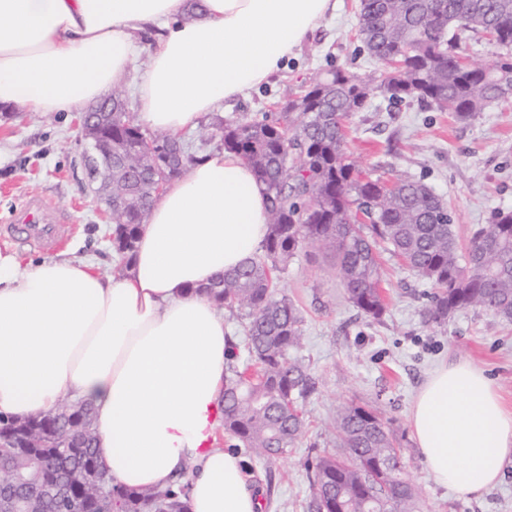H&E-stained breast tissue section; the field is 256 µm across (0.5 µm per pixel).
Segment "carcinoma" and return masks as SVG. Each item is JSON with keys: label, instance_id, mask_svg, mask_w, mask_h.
Here are the masks:
<instances>
[{"label": "carcinoma", "instance_id": "obj_1", "mask_svg": "<svg viewBox=\"0 0 512 512\" xmlns=\"http://www.w3.org/2000/svg\"><path fill=\"white\" fill-rule=\"evenodd\" d=\"M356 38L382 68L329 70L298 88L288 108L261 120H226L216 135L240 154L265 185L269 232L262 253L199 288L219 306L243 312L246 362L230 364L224 386V431L272 464L294 447L307 422L303 401L315 381L291 355L303 337V314L279 293V275L304 247L333 253L345 300L379 320L387 309L381 250L403 261L433 288L422 315L442 326L472 308L512 322V210H500L462 246L446 202L426 184L399 176L391 184L364 175L347 149L345 119L380 96L417 101L460 120L506 101L512 88V0H359ZM482 33L501 53L486 67L463 45ZM178 143L164 132L146 136L112 91V244L127 263L155 201L158 145ZM331 428L339 453L306 461L310 512H418L415 488L402 477L403 448L393 423L346 405ZM0 429L21 439L0 446V481L36 475L20 512H188L184 485L130 489L114 483L96 452L91 407L79 401L54 413ZM81 448L65 453L61 445Z\"/></svg>", "mask_w": 512, "mask_h": 512}]
</instances>
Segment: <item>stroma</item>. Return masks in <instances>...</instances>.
<instances>
[{
  "label": "stroma",
  "instance_id": "1",
  "mask_svg": "<svg viewBox=\"0 0 512 512\" xmlns=\"http://www.w3.org/2000/svg\"><path fill=\"white\" fill-rule=\"evenodd\" d=\"M358 0H339L335 16L284 63L269 83L227 99L218 117L255 119L280 111L292 92L329 69L367 72L375 64L355 38ZM348 147L372 178L404 174L442 197L461 243L475 228L512 210V99L487 106L462 122L417 102L391 104L374 98L348 119ZM82 146L71 114L26 112L0 116V225L14 223L25 204L44 199L69 218L68 247L112 269L111 225L81 161ZM333 256L317 248L288 264L279 288L304 315L298 351L317 383L303 403L306 432L274 467L239 448L261 491L263 512H308L312 490L305 470L311 450L335 452L327 425L343 406L356 403L390 419L405 448L404 476L419 493L420 512H512V463L501 483L482 496L462 499L437 485L427 472L409 426L413 399L441 361L460 357L494 382L512 411V324L482 310L451 317L441 327L426 323L420 309L427 284L392 257L383 260L388 308L382 320L362 316L342 296Z\"/></svg>",
  "mask_w": 512,
  "mask_h": 512
}]
</instances>
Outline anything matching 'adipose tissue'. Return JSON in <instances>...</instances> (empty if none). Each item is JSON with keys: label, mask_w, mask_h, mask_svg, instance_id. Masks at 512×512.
Returning <instances> with one entry per match:
<instances>
[{"label": "adipose tissue", "mask_w": 512, "mask_h": 512, "mask_svg": "<svg viewBox=\"0 0 512 512\" xmlns=\"http://www.w3.org/2000/svg\"><path fill=\"white\" fill-rule=\"evenodd\" d=\"M335 11L336 0H0V106L75 114L131 83L140 123L193 129L268 83ZM142 32L153 42L136 71ZM267 233L252 167L218 147L165 185L119 275L71 251L27 263L0 249V415L88 402L117 483L180 481L190 512H260L241 458L218 442L230 335L197 289ZM410 426L429 474L460 498L498 485L512 461V413L467 360L430 372Z\"/></svg>", "instance_id": "1"}]
</instances>
